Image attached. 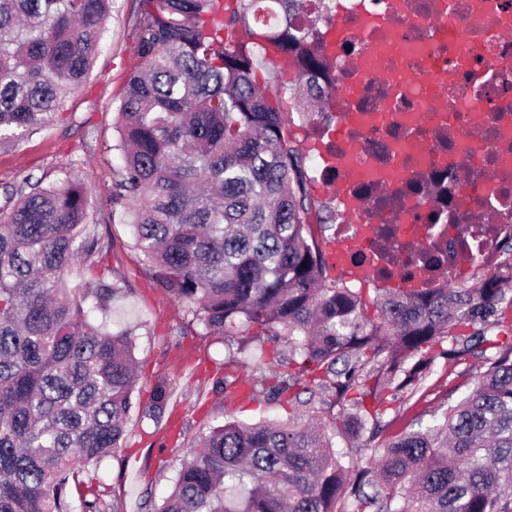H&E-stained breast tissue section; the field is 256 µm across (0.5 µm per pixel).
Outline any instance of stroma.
<instances>
[{
	"instance_id": "obj_1",
	"label": "stroma",
	"mask_w": 512,
	"mask_h": 512,
	"mask_svg": "<svg viewBox=\"0 0 512 512\" xmlns=\"http://www.w3.org/2000/svg\"><path fill=\"white\" fill-rule=\"evenodd\" d=\"M143 0H112L98 55L83 81L68 95L61 118L37 130L17 147L0 149V201L25 189L27 182L51 185L75 163L88 192L87 224L102 247L100 264L123 279L126 290L112 302L107 316L91 313L107 329L137 326L135 356L138 390L126 446L105 458L97 487L116 500L121 512H150L172 490L182 460L202 433L228 420L244 423L287 421V405L265 391L229 394L224 385L244 381L245 368L225 359L237 337L206 334L186 304L174 301L157 285L132 246L127 216L112 203V184L122 161L115 150L117 107L130 74L141 65L137 24ZM480 361L451 363L437 359L424 388L395 405L387 435L426 430L445 401H458L483 373ZM164 383L174 404L160 421L145 418L150 393Z\"/></svg>"
}]
</instances>
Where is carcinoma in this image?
I'll return each mask as SVG.
<instances>
[{
    "instance_id": "cac0c4a2",
    "label": "carcinoma",
    "mask_w": 512,
    "mask_h": 512,
    "mask_svg": "<svg viewBox=\"0 0 512 512\" xmlns=\"http://www.w3.org/2000/svg\"><path fill=\"white\" fill-rule=\"evenodd\" d=\"M110 2L0 0V147L59 117L91 68ZM273 2L282 21L268 27L263 0H235L224 20L223 0H146L143 64L118 108L112 203L129 216L134 249L208 333L266 337L272 354L243 345L227 357L292 415L210 428L157 512H512V335H490L512 332L504 276L387 288L375 320L360 291L328 278L308 242L303 159L273 104L288 87L257 85L256 56L234 31L295 68L313 111L333 112L320 83L333 86L325 37L335 19L324 0ZM87 206L69 170L0 207V512H72L75 492L82 512H120L96 470L128 435L136 327L88 321L124 286L93 274ZM438 357L487 370L434 428L378 443L375 467L336 452V437L380 438L384 416ZM168 404L156 387L148 416L159 421ZM318 404L339 410L295 421Z\"/></svg>"
}]
</instances>
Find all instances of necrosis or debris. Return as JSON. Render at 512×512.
Instances as JSON below:
<instances>
[{
	"label": "necrosis or debris",
	"mask_w": 512,
	"mask_h": 512,
	"mask_svg": "<svg viewBox=\"0 0 512 512\" xmlns=\"http://www.w3.org/2000/svg\"><path fill=\"white\" fill-rule=\"evenodd\" d=\"M414 5L415 18L396 13L389 27L363 34L361 11H388L389 0H336L347 54H359L371 41L387 40L391 46L381 61L382 77L367 78L339 66L335 88L358 84L351 111L378 117L373 127L353 132L360 150L375 167L398 164L405 170L385 192L372 181L355 183L375 220L358 258L373 263L377 280L412 277L435 288L465 279V258L477 257L488 273L506 269L501 245L512 239V40L498 36L496 29L500 20L512 19V0H414ZM443 10L459 19L462 36H437L432 22ZM401 72H423L430 79L402 89L392 80ZM435 94L446 100L447 109L434 117L440 135L430 141V157L422 161L400 148L413 132L412 115ZM475 160L492 178L475 182L467 200L464 176ZM431 186L436 204L412 207V200L426 197ZM476 207L494 213L495 223H474ZM391 215L402 216V223H388Z\"/></svg>",
	"instance_id": "4bbe7bcc"
}]
</instances>
